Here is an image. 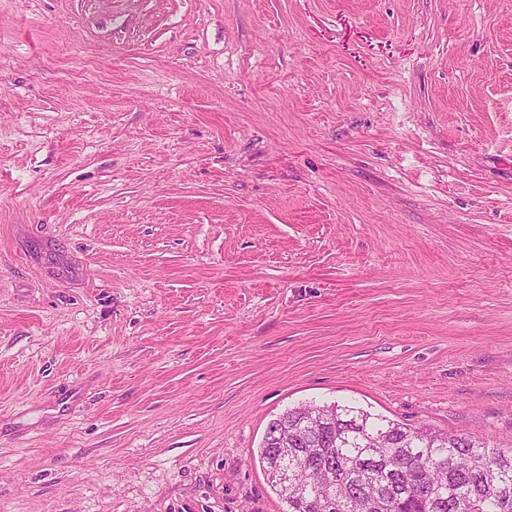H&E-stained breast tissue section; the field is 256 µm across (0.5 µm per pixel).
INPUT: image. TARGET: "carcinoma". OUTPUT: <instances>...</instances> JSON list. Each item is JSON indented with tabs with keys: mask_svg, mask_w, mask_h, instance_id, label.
<instances>
[{
	"mask_svg": "<svg viewBox=\"0 0 512 512\" xmlns=\"http://www.w3.org/2000/svg\"><path fill=\"white\" fill-rule=\"evenodd\" d=\"M288 512H512V448L364 408L304 404L260 447Z\"/></svg>",
	"mask_w": 512,
	"mask_h": 512,
	"instance_id": "obj_1",
	"label": "carcinoma"
}]
</instances>
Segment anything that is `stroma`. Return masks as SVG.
<instances>
[{"label": "stroma", "instance_id": "obj_1", "mask_svg": "<svg viewBox=\"0 0 512 512\" xmlns=\"http://www.w3.org/2000/svg\"><path fill=\"white\" fill-rule=\"evenodd\" d=\"M312 402L512 446V0H0V512H288Z\"/></svg>", "mask_w": 512, "mask_h": 512}]
</instances>
